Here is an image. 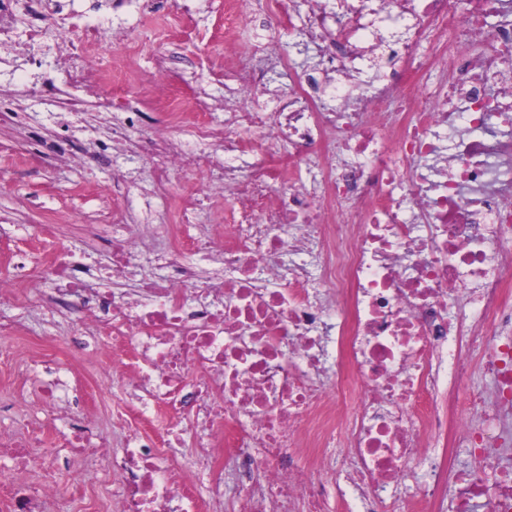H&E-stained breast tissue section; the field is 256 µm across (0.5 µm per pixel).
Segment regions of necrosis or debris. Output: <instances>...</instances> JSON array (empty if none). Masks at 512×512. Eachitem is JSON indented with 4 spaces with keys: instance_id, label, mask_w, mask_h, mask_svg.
Instances as JSON below:
<instances>
[{
    "instance_id": "obj_1",
    "label": "necrosis or debris",
    "mask_w": 512,
    "mask_h": 512,
    "mask_svg": "<svg viewBox=\"0 0 512 512\" xmlns=\"http://www.w3.org/2000/svg\"><path fill=\"white\" fill-rule=\"evenodd\" d=\"M503 0H224V33L257 13L301 25L318 41L326 70L346 78L334 105L322 82L302 74L278 111L224 100L216 139L199 100L158 101L162 127L134 141L155 193L177 201V218L112 226V274L139 260V244H168L173 271L142 276L133 292L82 279L62 251L47 254L54 301L93 336V351L126 350V389L113 416L124 428L147 422L132 446L111 448L83 425L63 445L108 457L105 478L123 512H202L224 485V458L240 487L233 512H332L322 473L336 467L341 441L354 470L344 480L362 512H401L393 491L424 439L475 442L479 468L458 469L449 451L430 463L417 512H512V16ZM66 0H0V47L36 58L59 48L71 81L111 88L112 58L123 49L103 23L69 19ZM404 29L377 86L359 92L392 30ZM440 81H433V71ZM76 111L50 72L0 92V125L16 121L20 99ZM192 128L220 144L221 171L175 141ZM247 157L248 172L236 161ZM223 195L227 224L193 220L185 177ZM290 191L279 192L281 179ZM220 264V281L198 275L187 254ZM297 263H283V255ZM473 282L468 299L463 285ZM491 343L483 369L491 392L459 396L471 378L460 332ZM456 388L441 394L443 362ZM204 430L201 491L171 449ZM0 489L14 512H42L54 477L27 485L30 442L7 450Z\"/></svg>"
}]
</instances>
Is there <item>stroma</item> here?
Instances as JSON below:
<instances>
[{
    "instance_id": "1",
    "label": "stroma",
    "mask_w": 512,
    "mask_h": 512,
    "mask_svg": "<svg viewBox=\"0 0 512 512\" xmlns=\"http://www.w3.org/2000/svg\"><path fill=\"white\" fill-rule=\"evenodd\" d=\"M223 2L190 0L192 27L200 36L210 37L209 45L181 35L162 45L144 47L131 63L140 86L149 96L158 97L161 89L150 86L149 80L157 62H165L178 78L179 92L202 98L219 131L224 128V90L236 84L242 68L241 61L226 51L223 39L216 36L224 27ZM267 36L287 64L270 69L264 86L248 90L246 96L270 112L276 96L297 74L316 67L319 56L315 44L298 30L272 28ZM111 93V111L98 110V92L89 87L79 92L89 102L83 112L54 115L48 114L42 100L30 97L25 101V123L0 128V170L6 174L0 179V215L9 217L8 222H0V273L35 272L43 246L54 242L67 246L73 260L83 262V278L94 280L97 271L112 262V230L102 225L103 215L120 210L132 221L152 224L174 211V202L152 193L145 165L119 153L107 164L80 163L86 149L111 137L113 125L123 120V103L134 97L132 89L120 82L113 83ZM35 130L44 141L61 146V155L51 167L22 165L7 150L11 144L31 146ZM15 322L20 331L14 345L21 355L16 361L0 362V432L19 434L37 421L44 429L45 447L57 449L59 498L48 502L44 512H121L111 487L94 480L106 469V459L72 456L57 447L59 430L65 429L87 402L95 407L98 433L111 447L122 446L128 434L112 426L113 404L122 393L119 379L108 377L107 361L89 352H72L65 368L45 367V355L61 353L67 347L77 328L75 321L41 307L22 308L14 298H0V325ZM44 380L68 388L54 420L41 411L40 383Z\"/></svg>"
}]
</instances>
